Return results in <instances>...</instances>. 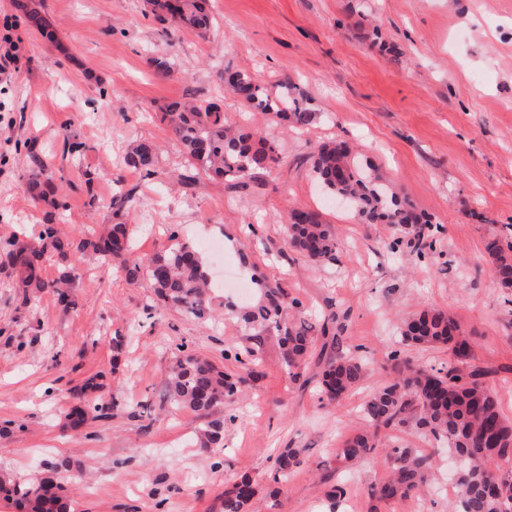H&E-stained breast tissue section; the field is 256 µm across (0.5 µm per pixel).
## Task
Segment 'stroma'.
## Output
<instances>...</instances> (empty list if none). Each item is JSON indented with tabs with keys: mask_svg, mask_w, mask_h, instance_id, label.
<instances>
[{
	"mask_svg": "<svg viewBox=\"0 0 512 512\" xmlns=\"http://www.w3.org/2000/svg\"><path fill=\"white\" fill-rule=\"evenodd\" d=\"M36 2L54 38L27 30L13 0H0V35L12 36L19 56L15 78L0 83V238L32 243L49 222L71 236L119 221L140 259L217 238L224 255L205 253V267L225 266L250 292L214 287L218 321L203 324L89 252L44 265L45 279L76 276L64 308L48 294L24 301L0 256V473L54 474L81 512H217L245 473L257 483L251 512H369L371 488L390 472L389 448L401 443L432 457L435 477L417 498L378 512H415L420 502L448 512L457 500L448 448L416 425L380 429L381 447L352 465L337 463L335 450L363 428L362 407L390 372L392 351L448 362L446 348L399 343L402 321L425 305L461 323L471 364L487 370L512 420V294L495 284L485 251L491 235L512 231V0H210L215 21L204 34L159 22L145 0ZM150 56L172 62L169 77L153 73ZM229 69L274 93L292 83L317 119L296 131L245 109L224 88ZM190 97L275 143L279 164L242 184L182 181L185 160L160 114ZM339 140L355 143L430 218L431 247L361 223L320 190L311 154ZM143 141L159 149L151 175L124 163ZM33 152L55 174L60 208L26 188ZM128 191L135 205L111 214L112 196ZM294 205L334 226V260L314 264L289 249ZM264 286L306 312L317 347L308 374L324 353L365 358L367 373L329 404L312 380L289 379L269 336L244 396L217 410L224 452L215 457L196 442L202 418L168 400L164 373L181 345L242 374L224 350L244 333L237 309ZM92 377L117 410L65 427L62 409ZM287 448L302 449L305 462L273 481V460ZM339 486L346 494L337 499Z\"/></svg>",
	"mask_w": 512,
	"mask_h": 512,
	"instance_id": "obj_1",
	"label": "stroma"
}]
</instances>
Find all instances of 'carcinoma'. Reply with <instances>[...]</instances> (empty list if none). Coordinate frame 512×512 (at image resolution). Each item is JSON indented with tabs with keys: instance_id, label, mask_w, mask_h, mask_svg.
Here are the masks:
<instances>
[{
	"instance_id": "carcinoma-1",
	"label": "carcinoma",
	"mask_w": 512,
	"mask_h": 512,
	"mask_svg": "<svg viewBox=\"0 0 512 512\" xmlns=\"http://www.w3.org/2000/svg\"><path fill=\"white\" fill-rule=\"evenodd\" d=\"M205 0H147L155 17L165 22L176 21L184 28L201 33L212 26V17L204 8ZM26 27L40 34L52 24L35 7L33 0H15ZM225 86L244 106L259 111H272L296 128L309 126L315 113L289 94V84L271 93L256 84L242 71L231 73ZM173 140L187 162L192 181L199 175L218 180L244 181L268 172L280 160L277 146L257 131L226 121L216 104L198 105L177 102L161 113ZM26 184L38 196L54 193L53 175L39 156H32ZM131 168L154 172L160 157L154 145L138 143L125 156ZM312 168L317 180L331 194L350 202L356 217L365 224H388L410 233L420 240L433 230L424 214L393 186L381 169L362 162L350 146L343 142L325 143L312 154ZM289 248L308 261L319 264L334 259L338 248L336 231L326 223L321 212L293 208L286 225ZM132 240L128 225L117 222L103 227L96 237L83 233L62 237L53 224L43 225L37 243L27 244L15 238L0 240V253L9 268L15 270L29 293L23 297L50 294L67 307L71 304V274L64 273L52 281L42 276L43 264L57 257L66 260L89 250L99 260L114 265L131 284L146 278L156 299L165 306L182 310L197 320L213 319L210 283L200 251L188 243H180L155 254L148 261L130 259ZM485 251L490 271L498 287L512 289V239L492 237ZM300 302L276 288L261 289L260 299L239 313L244 328L254 331L241 364L245 368L262 361L266 337L278 335L283 364L289 377L297 382L307 369V361L315 348L311 326L301 316ZM400 342L412 347L446 346L453 361L441 368L418 367L409 359L401 361L397 374L383 380L363 406L368 428L346 440L336 449V460L349 463L361 460L377 448V432L382 427H396L413 414L417 425L433 438L448 445L459 461L457 482L461 488L458 512H512V470L491 471L489 459L505 463L512 460V421L500 407L499 394L485 383L486 372L477 366H465L470 343L460 323L448 310L426 306L408 317L400 327ZM362 358L353 355L328 356L317 373V385L328 403H340L357 388L365 375ZM244 378H234L219 369L208 357L197 353L177 354L168 370L166 387L171 403L207 419L199 433L200 446L211 453L224 450V419L214 417L218 408L237 396ZM117 403H98L81 396L79 403L64 412L68 421L85 422L87 416L109 418ZM303 449L286 448L274 460L273 479L285 478L302 463ZM392 470L388 478L369 493L377 502L405 499L417 494L431 478L428 458L411 448L393 446L390 451ZM256 495V483L241 475L224 489L220 512H249ZM0 498L11 501L21 512H77L73 496L53 480L40 478L19 482L8 475L0 477Z\"/></svg>"
}]
</instances>
